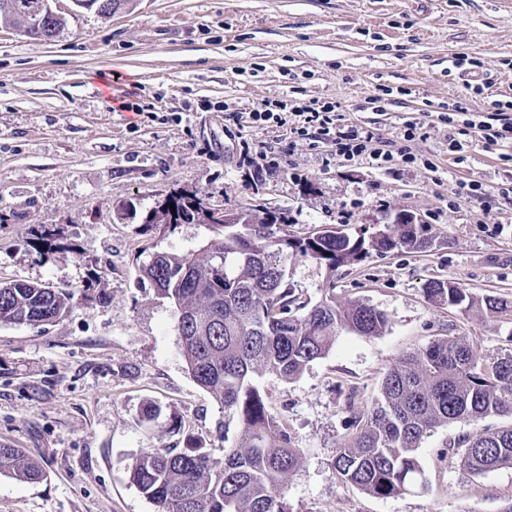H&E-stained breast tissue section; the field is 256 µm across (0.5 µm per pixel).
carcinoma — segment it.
I'll return each instance as SVG.
<instances>
[{
    "instance_id": "obj_1",
    "label": "carcinoma",
    "mask_w": 512,
    "mask_h": 512,
    "mask_svg": "<svg viewBox=\"0 0 512 512\" xmlns=\"http://www.w3.org/2000/svg\"><path fill=\"white\" fill-rule=\"evenodd\" d=\"M126 2L85 0L102 15ZM65 25L63 15H46L39 29L56 37ZM208 210L196 193L173 196L151 209L147 225L209 224ZM283 224L267 212L239 211L231 224H210L215 237L200 250L158 251L141 268L142 278L178 310L183 357L195 383L224 410L215 433L226 443L222 458L199 442L136 458L130 481L155 512H288L282 486L300 465V450L254 376L293 380L330 352L338 333L376 336L387 324L383 311L339 301L331 288L311 306L298 301L288 263L307 260L334 272L363 260L365 241L321 227L295 237ZM428 245L422 224H385L372 239L379 252ZM424 293L431 303L462 312L477 306L488 318L512 312V299L478 298L451 280H433ZM71 300L63 288L0 282V324L49 325L72 310ZM490 416L512 418V353L490 359L461 336L439 337L388 369L379 397L354 417V431L336 455V477L376 498L424 492L428 481L417 450L436 427L457 422L475 425L448 444L467 472L512 468V423L477 427ZM2 473L23 483L45 476L40 461L7 445H0Z\"/></svg>"
}]
</instances>
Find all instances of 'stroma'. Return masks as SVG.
Segmentation results:
<instances>
[{
	"instance_id": "35a3bbf8",
	"label": "stroma",
	"mask_w": 512,
	"mask_h": 512,
	"mask_svg": "<svg viewBox=\"0 0 512 512\" xmlns=\"http://www.w3.org/2000/svg\"><path fill=\"white\" fill-rule=\"evenodd\" d=\"M67 26L51 42L0 17V279L69 290L72 312L45 328L0 324V444L43 461L28 484L0 474V512H154L129 467L155 448L212 433L223 413L191 378L173 302L140 276L153 252L196 251L204 224L159 233L140 215L173 193L208 207L288 216L290 235L322 225L351 235L408 213L427 249L370 251L336 273L297 262L302 300L325 289L383 311L378 336L341 332L296 380L257 376L286 416L301 463L283 486L290 512H499L512 469L468 474L448 456L468 433L454 423L424 439V493L375 498L333 464L353 417L387 370L447 334L482 354L512 351V318L431 304L425 285L453 280L482 297L512 296V141L473 144L461 160L448 135L462 107L486 119L512 101V0H129L113 16L58 0ZM472 60L454 67L455 58ZM336 105V126L369 129L416 164L347 162L314 138L253 127L261 104ZM417 121L412 141L400 131ZM271 146L255 169L242 140ZM478 182L483 200L455 199ZM159 405L158 422L142 420Z\"/></svg>"
}]
</instances>
